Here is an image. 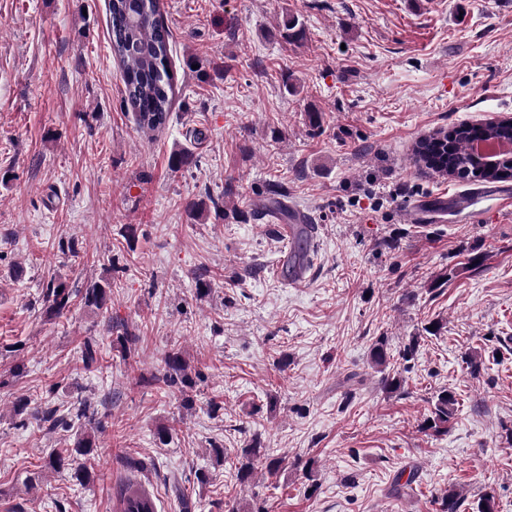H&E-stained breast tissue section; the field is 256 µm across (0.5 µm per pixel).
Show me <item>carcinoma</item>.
Wrapping results in <instances>:
<instances>
[{"mask_svg":"<svg viewBox=\"0 0 512 512\" xmlns=\"http://www.w3.org/2000/svg\"><path fill=\"white\" fill-rule=\"evenodd\" d=\"M109 37L112 51L118 60L125 84V101L132 108L139 128L146 131H160L165 128L171 104L175 94L174 73L170 64V40L172 33L165 24L160 8V0H108ZM306 34L305 23L299 16L285 14L275 32L283 42L299 44ZM479 132L488 138L512 140V123L490 121L480 125ZM475 127L462 123L446 132L440 130L421 139L414 148V161L434 173L464 180L468 169L480 168L467 148L473 134L478 132ZM267 212L285 223L295 220L296 213L289 209L283 201L281 189L268 185L265 192ZM212 205L215 212L224 211L223 198L208 196V202L189 204V215L197 217ZM292 247L288 254V263L284 274L291 276L296 269L307 271L310 266L309 242L315 231L312 224L294 225ZM112 296V280L102 277L91 281L80 289H70L60 279L47 281L43 292L44 310L51 316H61L69 310L73 298L88 308L102 310L108 307ZM138 336L128 328L116 337V349L125 360L134 357ZM418 337L412 340L401 354V365L390 369L382 377L381 384L388 392H396L406 382L403 373L409 370V362L417 351ZM82 362L85 369H98V350L92 340L83 343ZM197 374L181 351L173 350L164 359L163 372L144 379L152 385L163 383L176 389L182 397V405L189 408L193 405L189 394L195 386ZM457 400L453 393L444 389L439 392L432 410L430 428L438 431L448 429ZM14 411L18 415H29L35 419L50 422L54 426H67L71 421L79 422L82 433L74 441L71 452L64 455L53 453L48 457V467L60 471L67 469L71 478L78 484H86L94 478L88 465L95 450V433L102 430V421L98 413L91 409L90 404L78 401L72 408L70 417L56 416V410L20 397L14 403ZM282 458L275 456L270 449L262 447L260 441L242 449L235 465L237 480L245 484L253 478L255 472L262 468L269 476L275 475L281 466Z\"/></svg>","mask_w":512,"mask_h":512,"instance_id":"cac0c4a2","label":"carcinoma"}]
</instances>
